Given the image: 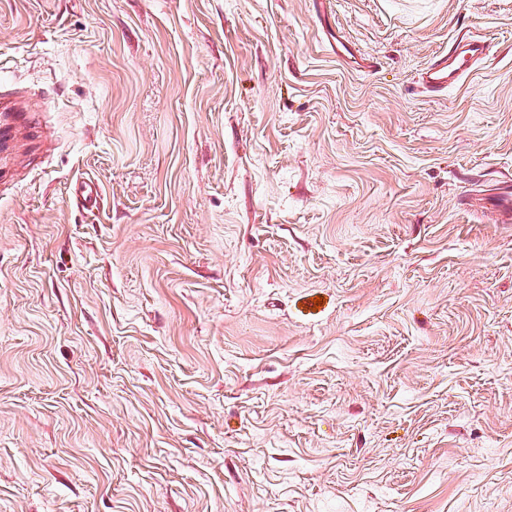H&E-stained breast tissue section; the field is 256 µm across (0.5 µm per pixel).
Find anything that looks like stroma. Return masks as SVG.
Wrapping results in <instances>:
<instances>
[{
  "mask_svg": "<svg viewBox=\"0 0 512 512\" xmlns=\"http://www.w3.org/2000/svg\"><path fill=\"white\" fill-rule=\"evenodd\" d=\"M510 190L512 0H0V512H512ZM486 41L461 37L448 53L435 57L421 74V84L434 96L448 91V87L459 83L474 72L476 64L486 54Z\"/></svg>",
  "mask_w": 512,
  "mask_h": 512,
  "instance_id": "1",
  "label": "stroma"
}]
</instances>
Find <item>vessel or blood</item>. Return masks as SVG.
I'll return each mask as SVG.
<instances>
[{"label":"vessel or blood","instance_id":"b4317fda","mask_svg":"<svg viewBox=\"0 0 512 512\" xmlns=\"http://www.w3.org/2000/svg\"><path fill=\"white\" fill-rule=\"evenodd\" d=\"M485 40L463 37L456 41L448 53L435 57L421 74L423 87L439 96L450 86L459 83L474 72L477 63L484 57Z\"/></svg>","mask_w":512,"mask_h":512}]
</instances>
